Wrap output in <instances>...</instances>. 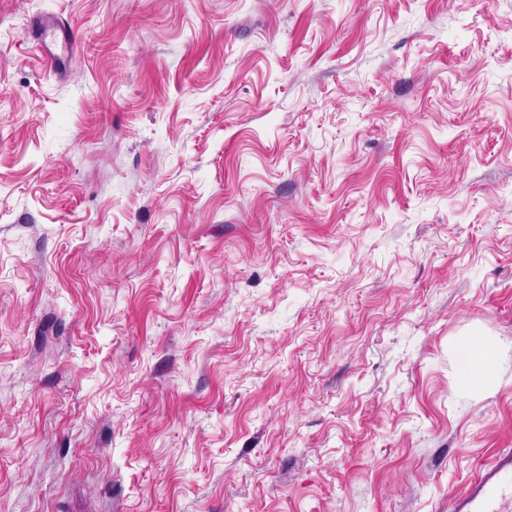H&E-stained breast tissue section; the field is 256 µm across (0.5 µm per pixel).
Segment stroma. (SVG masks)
Segmentation results:
<instances>
[{"label":"stroma","mask_w":512,"mask_h":512,"mask_svg":"<svg viewBox=\"0 0 512 512\" xmlns=\"http://www.w3.org/2000/svg\"><path fill=\"white\" fill-rule=\"evenodd\" d=\"M509 450L512 0H0V512H448ZM26 31L56 72L69 62L78 45L76 29L59 16L35 15L28 20ZM455 347L457 355L467 361L460 383L474 392L493 390L497 385V343L483 334L471 333L458 338Z\"/></svg>","instance_id":"1"}]
</instances>
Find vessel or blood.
<instances>
[{
  "label": "vessel or blood",
  "instance_id": "b4317fda",
  "mask_svg": "<svg viewBox=\"0 0 512 512\" xmlns=\"http://www.w3.org/2000/svg\"><path fill=\"white\" fill-rule=\"evenodd\" d=\"M53 70H61L78 45V34L67 19L36 15L26 28ZM451 512H512V452H503L486 465L450 502Z\"/></svg>",
  "mask_w": 512,
  "mask_h": 512
}]
</instances>
